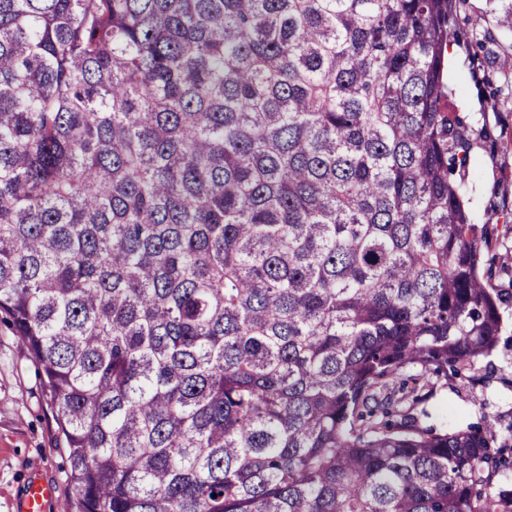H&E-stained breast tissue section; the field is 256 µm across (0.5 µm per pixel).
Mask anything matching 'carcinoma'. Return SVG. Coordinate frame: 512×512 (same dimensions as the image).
Returning a JSON list of instances; mask_svg holds the SVG:
<instances>
[{
	"label": "carcinoma",
	"instance_id": "carcinoma-1",
	"mask_svg": "<svg viewBox=\"0 0 512 512\" xmlns=\"http://www.w3.org/2000/svg\"><path fill=\"white\" fill-rule=\"evenodd\" d=\"M465 44L456 0H0V310L69 512H512L492 424L393 399L490 356L512 293ZM489 258L493 259L491 285L494 288L507 286L512 275V233L506 234L503 228L497 244L489 252Z\"/></svg>",
	"mask_w": 512,
	"mask_h": 512
}]
</instances>
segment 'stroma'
Listing matches in <instances>:
<instances>
[{"label": "stroma", "mask_w": 512, "mask_h": 512, "mask_svg": "<svg viewBox=\"0 0 512 512\" xmlns=\"http://www.w3.org/2000/svg\"><path fill=\"white\" fill-rule=\"evenodd\" d=\"M485 0H461L462 32L486 33L478 63L455 51L448 77L450 107L475 127H486L488 141L470 153L465 193L474 223L488 224L512 211V94L493 97L501 85V63L512 54V34L489 22ZM505 346L479 361L468 378L427 388L414 415L420 426L454 430L467 425L495 426L499 444L512 446V300L501 308ZM57 426L50 397L31 356L13 326L0 313V512H22L27 488L35 482L54 492L46 512H58L72 490L67 461L55 446Z\"/></svg>", "instance_id": "1"}]
</instances>
